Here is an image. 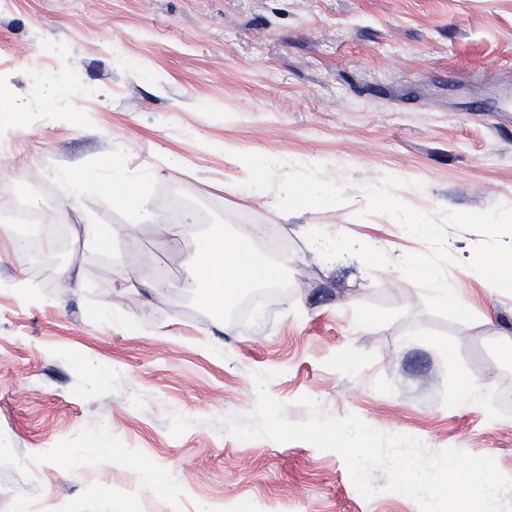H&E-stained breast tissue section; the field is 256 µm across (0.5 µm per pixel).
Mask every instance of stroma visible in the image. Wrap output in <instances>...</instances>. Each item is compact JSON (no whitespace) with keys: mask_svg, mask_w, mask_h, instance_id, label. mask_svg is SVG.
I'll return each mask as SVG.
<instances>
[{"mask_svg":"<svg viewBox=\"0 0 512 512\" xmlns=\"http://www.w3.org/2000/svg\"><path fill=\"white\" fill-rule=\"evenodd\" d=\"M35 85L52 97L0 136V225L36 199L63 231L89 218L119 232L108 250L0 260V512H95L106 496L115 512H419L378 470L364 498L336 452L215 428L253 410V375L271 370L290 420L310 418L309 396L512 478V294L466 275L482 235L446 240L465 325L427 312L397 270L323 260L305 238L320 224L394 260L425 251L367 212L362 185L387 175L439 218L512 207V0H0V96ZM62 169L105 185L123 172L156 221L122 232L130 214L98 191L63 206ZM284 182L339 193L271 205ZM182 214L287 259L285 291L258 312L244 293L221 309L184 294V256L152 259ZM20 273L37 295L11 289ZM127 273L166 288L127 292ZM88 362L111 383H91ZM470 382L491 385L488 403L461 400ZM144 464L160 485L139 484Z\"/></svg>","mask_w":512,"mask_h":512,"instance_id":"obj_1","label":"stroma"}]
</instances>
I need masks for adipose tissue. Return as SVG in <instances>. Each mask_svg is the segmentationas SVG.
<instances>
[{"label": "adipose tissue", "instance_id": "1", "mask_svg": "<svg viewBox=\"0 0 512 512\" xmlns=\"http://www.w3.org/2000/svg\"><path fill=\"white\" fill-rule=\"evenodd\" d=\"M285 271L283 264L255 254L245 235L217 226L205 235L201 254L187 268L182 288L188 294L211 295L224 302L244 291L259 308Z\"/></svg>", "mask_w": 512, "mask_h": 512}]
</instances>
